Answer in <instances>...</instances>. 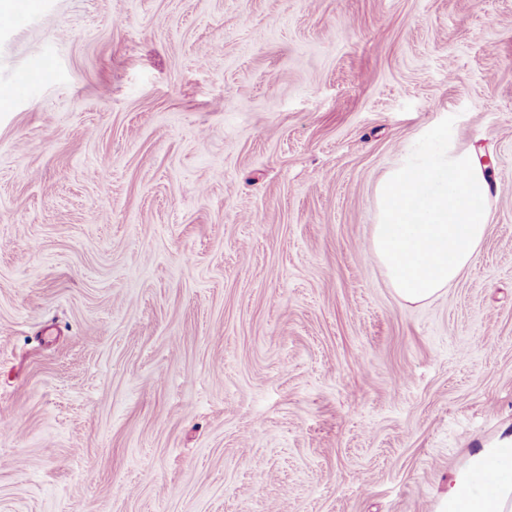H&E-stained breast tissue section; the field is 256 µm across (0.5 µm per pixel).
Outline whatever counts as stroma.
<instances>
[{"instance_id": "35a3bbf8", "label": "stroma", "mask_w": 512, "mask_h": 512, "mask_svg": "<svg viewBox=\"0 0 512 512\" xmlns=\"http://www.w3.org/2000/svg\"><path fill=\"white\" fill-rule=\"evenodd\" d=\"M0 512H434L512 434V0H16ZM499 184L408 304L367 250L426 129Z\"/></svg>"}]
</instances>
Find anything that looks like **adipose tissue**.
I'll use <instances>...</instances> for the list:
<instances>
[{
	"mask_svg": "<svg viewBox=\"0 0 512 512\" xmlns=\"http://www.w3.org/2000/svg\"><path fill=\"white\" fill-rule=\"evenodd\" d=\"M497 180L451 129L424 131L377 183L368 255L402 300L439 296L472 264L491 218ZM437 512H512V436L470 453Z\"/></svg>",
	"mask_w": 512,
	"mask_h": 512,
	"instance_id": "ef3b65f1",
	"label": "adipose tissue"
}]
</instances>
